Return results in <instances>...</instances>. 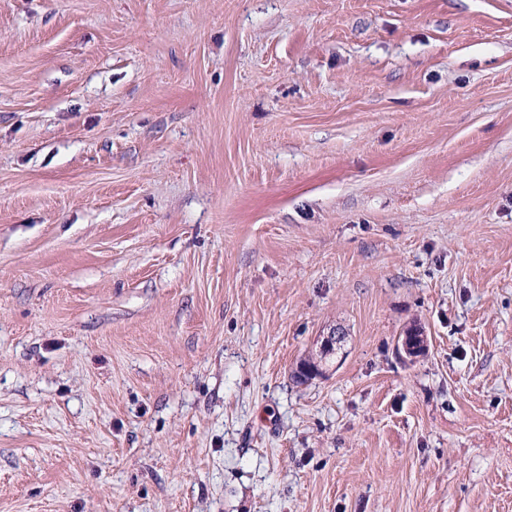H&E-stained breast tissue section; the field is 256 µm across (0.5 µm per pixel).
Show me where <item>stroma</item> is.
<instances>
[{
  "mask_svg": "<svg viewBox=\"0 0 512 512\" xmlns=\"http://www.w3.org/2000/svg\"><path fill=\"white\" fill-rule=\"evenodd\" d=\"M0 512H512V0H0ZM426 347L427 338L420 329H411L398 340V349L411 359L425 352ZM343 331H332L328 336L323 337L320 342L319 351L316 356H312L300 362L296 367L293 375L296 376L297 380L305 381L307 377L312 378L322 374L321 365L325 361L326 357L333 355L337 345L344 339Z\"/></svg>",
  "mask_w": 512,
  "mask_h": 512,
  "instance_id": "1",
  "label": "stroma"
}]
</instances>
